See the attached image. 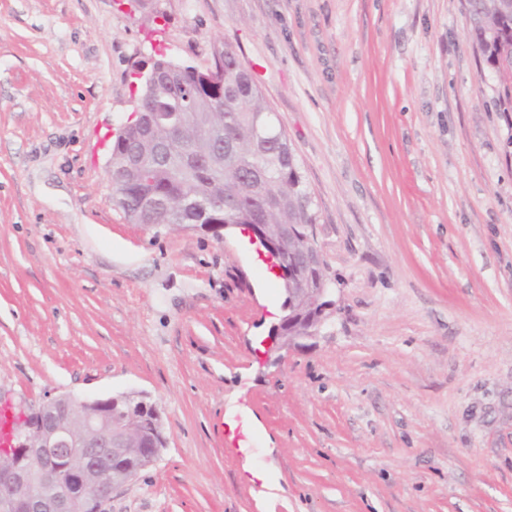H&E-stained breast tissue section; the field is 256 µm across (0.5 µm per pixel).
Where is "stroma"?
Returning a JSON list of instances; mask_svg holds the SVG:
<instances>
[{
	"label": "stroma",
	"mask_w": 512,
	"mask_h": 512,
	"mask_svg": "<svg viewBox=\"0 0 512 512\" xmlns=\"http://www.w3.org/2000/svg\"><path fill=\"white\" fill-rule=\"evenodd\" d=\"M220 44L288 134L333 280L319 334L282 348L281 283L241 228L112 201L139 72ZM497 99L466 0H0V400L147 394L166 445L103 512H512ZM222 440L226 441L231 448L240 450V448H254V435L249 428L248 422L245 418L240 417L237 420L236 426L233 430L227 433L222 432Z\"/></svg>",
	"instance_id": "stroma-1"
}]
</instances>
